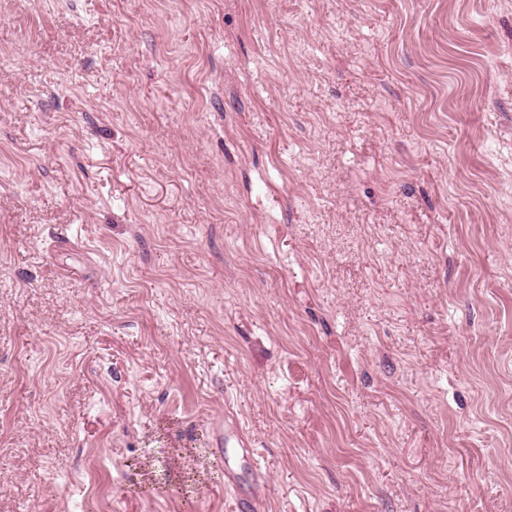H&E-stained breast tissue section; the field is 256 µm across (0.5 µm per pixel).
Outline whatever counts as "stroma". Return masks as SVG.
Returning a JSON list of instances; mask_svg holds the SVG:
<instances>
[{"label":"stroma","instance_id":"stroma-1","mask_svg":"<svg viewBox=\"0 0 512 512\" xmlns=\"http://www.w3.org/2000/svg\"><path fill=\"white\" fill-rule=\"evenodd\" d=\"M224 414L512 512V0H0V512H230Z\"/></svg>","mask_w":512,"mask_h":512}]
</instances>
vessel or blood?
<instances>
[{
  "label": "vessel or blood",
  "instance_id": "1",
  "mask_svg": "<svg viewBox=\"0 0 512 512\" xmlns=\"http://www.w3.org/2000/svg\"><path fill=\"white\" fill-rule=\"evenodd\" d=\"M213 436L217 446L231 447L240 461L239 468L224 470V487L234 500L233 512H261L265 495L257 449L243 431L229 429L223 419L215 421Z\"/></svg>",
  "mask_w": 512,
  "mask_h": 512
}]
</instances>
